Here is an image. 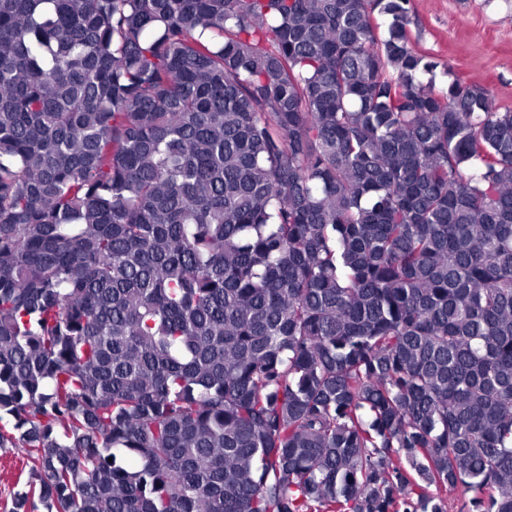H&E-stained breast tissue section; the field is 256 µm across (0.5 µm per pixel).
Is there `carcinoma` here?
Returning <instances> with one entry per match:
<instances>
[{
    "label": "carcinoma",
    "mask_w": 512,
    "mask_h": 512,
    "mask_svg": "<svg viewBox=\"0 0 512 512\" xmlns=\"http://www.w3.org/2000/svg\"><path fill=\"white\" fill-rule=\"evenodd\" d=\"M410 23L0 0L11 512H512V111Z\"/></svg>",
    "instance_id": "1"
}]
</instances>
